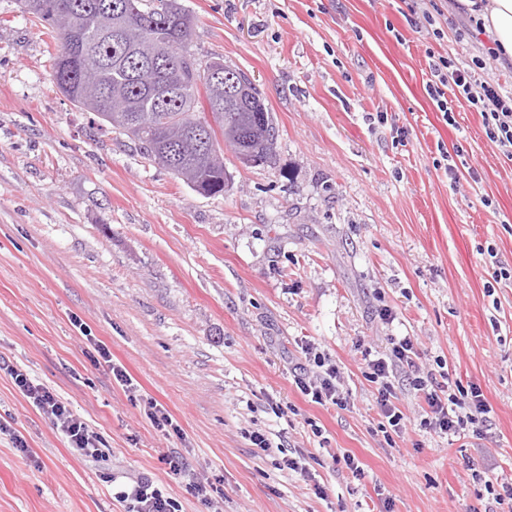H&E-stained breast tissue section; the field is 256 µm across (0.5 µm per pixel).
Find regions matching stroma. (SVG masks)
<instances>
[{"mask_svg": "<svg viewBox=\"0 0 512 512\" xmlns=\"http://www.w3.org/2000/svg\"><path fill=\"white\" fill-rule=\"evenodd\" d=\"M182 2L189 51L250 76L279 131L275 166L226 153L232 187L215 197L97 129L52 80L57 42L0 0V361L105 441L80 455L0 372V416L27 443L0 433V512H126L116 494L142 478L181 512H499L472 475L512 480V280L485 256L512 267V161L466 100L451 125L427 92L431 55L470 63L486 34L451 0ZM438 10L440 37L419 19ZM459 148L470 170L454 181L435 161ZM400 336L422 367L480 388L479 434L423 431L403 380L406 427L385 440L361 350ZM308 342L339 365L347 408L297 389ZM99 344L136 398L95 364ZM149 398L180 435L153 427ZM284 449L308 477L279 468ZM219 479L211 504L188 491Z\"/></svg>", "mask_w": 512, "mask_h": 512, "instance_id": "35a3bbf8", "label": "stroma"}]
</instances>
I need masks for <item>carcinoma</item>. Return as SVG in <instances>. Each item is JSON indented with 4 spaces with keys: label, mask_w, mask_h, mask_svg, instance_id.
Returning a JSON list of instances; mask_svg holds the SVG:
<instances>
[{
    "label": "carcinoma",
    "mask_w": 512,
    "mask_h": 512,
    "mask_svg": "<svg viewBox=\"0 0 512 512\" xmlns=\"http://www.w3.org/2000/svg\"><path fill=\"white\" fill-rule=\"evenodd\" d=\"M20 12L49 26L59 43L51 76L75 107L138 144L143 154L195 192L221 195L231 183L224 164L229 123L242 132L245 149L273 164L278 130L269 108L248 76L224 66V111L213 113L198 146L196 130L205 112L202 73L218 60L202 61L187 49L193 15L179 0H16ZM154 36L182 58L179 69L163 61L147 64L130 49L137 38ZM120 90L129 111H107Z\"/></svg>",
    "instance_id": "1"
}]
</instances>
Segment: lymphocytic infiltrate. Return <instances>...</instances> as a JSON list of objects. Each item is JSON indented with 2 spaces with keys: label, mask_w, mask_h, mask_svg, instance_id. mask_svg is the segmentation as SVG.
<instances>
[{
  "label": "lymphocytic infiltrate",
  "mask_w": 512,
  "mask_h": 512,
  "mask_svg": "<svg viewBox=\"0 0 512 512\" xmlns=\"http://www.w3.org/2000/svg\"><path fill=\"white\" fill-rule=\"evenodd\" d=\"M435 83L428 93L448 123H455L449 97L466 99L479 111L487 138L500 147L503 154L512 160V95L500 92L488 81L480 80L475 70L457 64L454 57H439L433 63ZM306 368H303L295 383L299 391L311 402L319 405L331 404L346 408L347 397L341 388V374L336 363L314 344L303 347ZM417 355L411 337L392 340L390 347L367 363L366 378L375 386V399L380 413L394 433H401L405 417L393 402L394 381L398 366L410 370L409 384L428 407L420 421L421 429L429 433L458 437L470 427L483 423L490 412L481 391L477 388L447 389L438 382L436 375L415 362ZM13 384L35 409L47 419L53 428L60 431L71 448L87 457L97 456L100 437L90 430L88 424L73 413L69 404L51 387L34 382L28 373L9 364H1ZM118 496L127 502V512H180L176 499L166 496L151 480L137 481L119 491Z\"/></svg>",
  "instance_id": "obj_1"
}]
</instances>
